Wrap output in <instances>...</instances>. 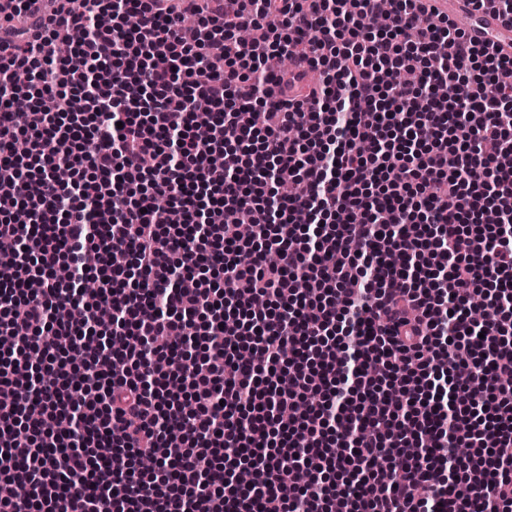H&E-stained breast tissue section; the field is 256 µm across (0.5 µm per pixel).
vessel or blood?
Instances as JSON below:
<instances>
[{"label": "vessel or blood", "instance_id": "1", "mask_svg": "<svg viewBox=\"0 0 512 512\" xmlns=\"http://www.w3.org/2000/svg\"><path fill=\"white\" fill-rule=\"evenodd\" d=\"M426 4L451 16H465V28L469 38L476 42L491 41L497 44L501 54H512V27L503 23L492 0L476 8L469 0H425Z\"/></svg>", "mask_w": 512, "mask_h": 512}]
</instances>
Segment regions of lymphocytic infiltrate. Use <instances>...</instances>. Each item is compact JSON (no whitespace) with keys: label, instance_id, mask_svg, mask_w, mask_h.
Here are the masks:
<instances>
[{"label":"lymphocytic infiltrate","instance_id":"f902f5d3","mask_svg":"<svg viewBox=\"0 0 512 512\" xmlns=\"http://www.w3.org/2000/svg\"><path fill=\"white\" fill-rule=\"evenodd\" d=\"M32 2L0 0V512H512V58L422 0Z\"/></svg>","mask_w":512,"mask_h":512}]
</instances>
